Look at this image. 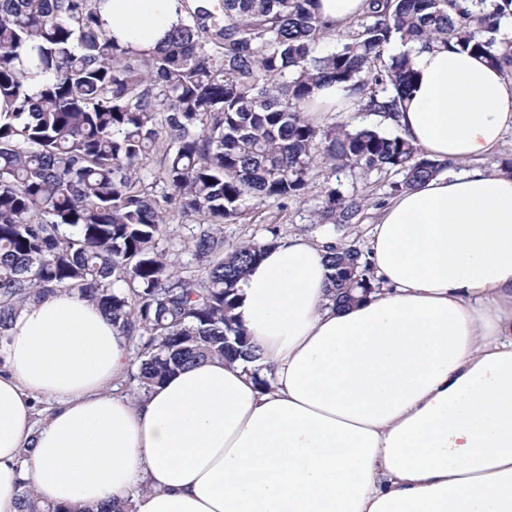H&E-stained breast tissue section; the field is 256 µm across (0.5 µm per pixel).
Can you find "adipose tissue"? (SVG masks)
Segmentation results:
<instances>
[{
  "label": "adipose tissue",
  "mask_w": 512,
  "mask_h": 512,
  "mask_svg": "<svg viewBox=\"0 0 512 512\" xmlns=\"http://www.w3.org/2000/svg\"><path fill=\"white\" fill-rule=\"evenodd\" d=\"M100 11L139 48L184 13ZM389 51L415 72L391 126L455 169L381 210L369 297L337 307L321 243L279 238L239 284L257 362L214 358L136 399L95 302H26L0 337V512H21L24 480L74 512H512V174L483 166L512 134V78L438 44Z\"/></svg>",
  "instance_id": "1"
}]
</instances>
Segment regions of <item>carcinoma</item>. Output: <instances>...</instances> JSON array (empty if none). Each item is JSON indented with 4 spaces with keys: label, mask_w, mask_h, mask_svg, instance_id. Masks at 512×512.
<instances>
[{
    "label": "carcinoma",
    "mask_w": 512,
    "mask_h": 512,
    "mask_svg": "<svg viewBox=\"0 0 512 512\" xmlns=\"http://www.w3.org/2000/svg\"><path fill=\"white\" fill-rule=\"evenodd\" d=\"M100 2L0 0V337L24 302L75 292L138 340V390L211 358H256L233 311L269 243L226 251L219 225L302 198L320 167L400 173V192L450 166L378 125L311 121L315 89L336 83L357 111L395 115L415 78L407 55L387 54L397 38L512 75V43L497 39L512 0H367L334 33L316 0H223L187 10L152 49L112 38ZM330 37L336 49L319 52ZM362 202L327 182L317 223L351 224ZM171 203L195 222L201 281L157 249ZM324 248L336 304L374 288L362 251ZM18 497L22 512H74L26 482Z\"/></svg>",
    "instance_id": "carcinoma-1"
}]
</instances>
